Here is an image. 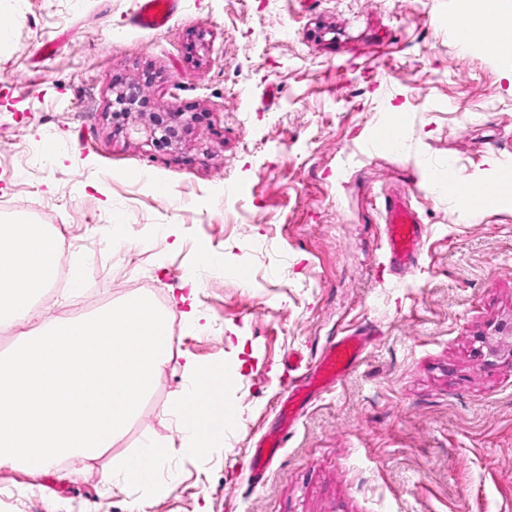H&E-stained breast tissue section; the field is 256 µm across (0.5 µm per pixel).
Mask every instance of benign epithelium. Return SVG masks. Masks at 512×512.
Returning a JSON list of instances; mask_svg holds the SVG:
<instances>
[{
  "mask_svg": "<svg viewBox=\"0 0 512 512\" xmlns=\"http://www.w3.org/2000/svg\"><path fill=\"white\" fill-rule=\"evenodd\" d=\"M152 77L148 74L138 79L112 80L113 104L120 107L119 114L134 118L137 130L158 147L170 146L179 140L186 123L185 113L172 112L156 104L148 93ZM491 356L507 355L512 358V318L499 322L494 335L482 337Z\"/></svg>",
  "mask_w": 512,
  "mask_h": 512,
  "instance_id": "obj_1",
  "label": "benign epithelium"
}]
</instances>
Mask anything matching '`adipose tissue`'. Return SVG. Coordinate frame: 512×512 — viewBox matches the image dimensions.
<instances>
[{
	"mask_svg": "<svg viewBox=\"0 0 512 512\" xmlns=\"http://www.w3.org/2000/svg\"><path fill=\"white\" fill-rule=\"evenodd\" d=\"M501 0H465L460 13L464 23L472 27H487V34L480 40V47L491 54L512 49V25L502 20ZM185 369L190 377V387L173 405L172 412L178 421L184 441L182 450L189 455H203L210 451L215 432L227 424L223 398L202 391L209 378L224 376V369H216L187 361Z\"/></svg>",
	"mask_w": 512,
	"mask_h": 512,
	"instance_id": "obj_1",
	"label": "adipose tissue"
}]
</instances>
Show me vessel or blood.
Instances as JSON below:
<instances>
[{
  "label": "vessel or blood",
  "instance_id": "1",
  "mask_svg": "<svg viewBox=\"0 0 512 512\" xmlns=\"http://www.w3.org/2000/svg\"><path fill=\"white\" fill-rule=\"evenodd\" d=\"M174 9V0H137L133 19L140 27L157 29L169 21ZM384 211V245L388 263L400 269L413 263L421 245L424 227L405 196L386 198ZM365 349L364 333L355 331L346 334L331 342L312 367L293 375L288 385V396L278 409V429L264 434L255 448L249 451L247 467L252 479H263L284 447L288 434L298 421L300 410L312 392L321 386L341 381L361 362Z\"/></svg>",
  "mask_w": 512,
  "mask_h": 512
}]
</instances>
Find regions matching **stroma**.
<instances>
[{"instance_id":"obj_1","label":"stroma","mask_w":512,"mask_h":512,"mask_svg":"<svg viewBox=\"0 0 512 512\" xmlns=\"http://www.w3.org/2000/svg\"><path fill=\"white\" fill-rule=\"evenodd\" d=\"M135 8L0 0V217L43 225L82 274L34 313L86 320L89 297L148 292L172 334L124 432L78 471L0 467V512H512V359L480 342L512 315V192L468 218L438 188L452 175L496 189L512 53L449 38L462 0H178L153 31L132 25ZM146 73L155 100L202 115L178 147L113 116V77ZM390 106L405 114L395 150L378 140ZM394 191L425 226L399 274L381 243ZM370 326L362 362L253 481L247 455L276 422L289 356L313 363ZM190 359L237 375L230 434L204 457L181 454L170 413ZM148 439L168 450L161 495L118 469Z\"/></svg>"}]
</instances>
